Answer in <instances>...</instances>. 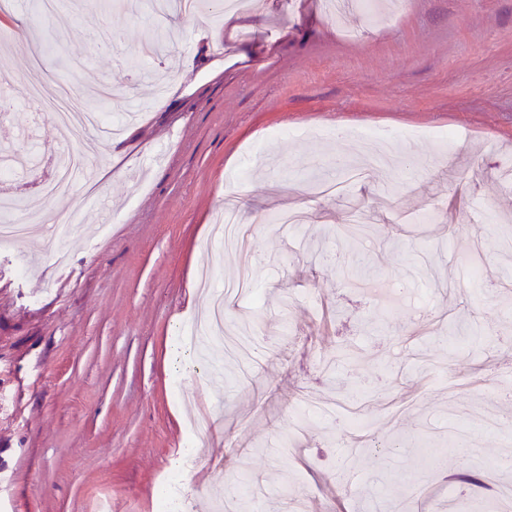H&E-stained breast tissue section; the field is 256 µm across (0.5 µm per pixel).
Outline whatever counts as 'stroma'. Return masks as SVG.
<instances>
[{
  "label": "stroma",
  "instance_id": "35a3bbf8",
  "mask_svg": "<svg viewBox=\"0 0 512 512\" xmlns=\"http://www.w3.org/2000/svg\"><path fill=\"white\" fill-rule=\"evenodd\" d=\"M0 74L67 78L93 112L121 130L65 143L58 128L21 109L0 122V166L17 186L47 160L84 153L94 177L76 183L50 215L79 213L59 263L42 225L31 242L0 243V512H155L171 450L205 418L204 456L185 475L190 512H208L226 480L244 475L251 512H385L366 482L376 458L353 440L337 468L341 426L296 415L304 402L361 393L360 418L389 435L429 438L445 478L423 488L414 512H453L492 490L456 479L459 466H499L512 478V0H401L385 23L359 12L326 18L320 0H262L238 29L214 19L215 0H6ZM167 40L146 45L157 33ZM336 131L333 139L320 138ZM402 133L395 163L350 178L372 144L363 131ZM457 133L437 153L433 132ZM326 175L336 196L286 192ZM235 195L262 262L252 296L229 300L225 321L257 327L249 376L218 346L206 363L182 361L183 324L209 308L197 280L215 287L238 260L210 240ZM304 209L305 230L255 223ZM435 210L439 219L420 217ZM369 228L350 249L351 215ZM481 240L471 274L456 244ZM407 280L418 311L389 312L354 291L353 269ZM354 358L344 361L343 350ZM469 438L459 459L451 435Z\"/></svg>",
  "mask_w": 512,
  "mask_h": 512
}]
</instances>
